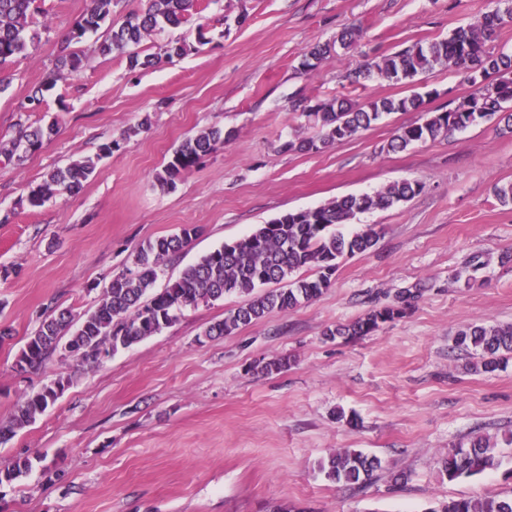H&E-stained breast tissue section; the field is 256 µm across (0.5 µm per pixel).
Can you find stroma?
<instances>
[{
	"label": "stroma",
	"mask_w": 512,
	"mask_h": 512,
	"mask_svg": "<svg viewBox=\"0 0 512 512\" xmlns=\"http://www.w3.org/2000/svg\"><path fill=\"white\" fill-rule=\"evenodd\" d=\"M206 9L153 31L136 46L160 56L130 69L124 54L101 55L107 29L72 49L39 105L29 95L55 65L56 47L91 0H36L28 55L4 71L0 93V420L24 395L56 378L63 393L0 444V469L29 457L31 470L0 485V512H432L440 502L512 491V360L474 370L454 347L469 325L512 323V205L494 186L512 184V132L485 120L387 150L398 129L423 123L468 98L464 74L442 66L416 86L351 72L418 42L446 38L498 8V0H204ZM358 27L360 40L317 70L303 53ZM179 42L181 55L165 57ZM422 93V110L395 112L317 150L280 152L289 137L314 138L299 102ZM54 125L23 165L4 154L19 126ZM229 134L176 186L155 175L188 136ZM119 149L99 157L102 143ZM98 157L80 193L31 206L47 173ZM424 190L341 225L376 226L370 251L341 259L316 300L205 336L245 295L186 308L175 323L99 365L52 357L18 371L16 357L49 307L79 315L95 307L113 273L140 244L185 226L199 234L165 278L281 214L370 194L401 180ZM471 283L457 281L472 258ZM408 297L402 318L357 338L326 339L348 323ZM283 360L281 371L254 367ZM478 435L497 444L496 469L449 480V448ZM341 448L381 459L362 489L325 478L319 465Z\"/></svg>",
	"instance_id": "1"
}]
</instances>
